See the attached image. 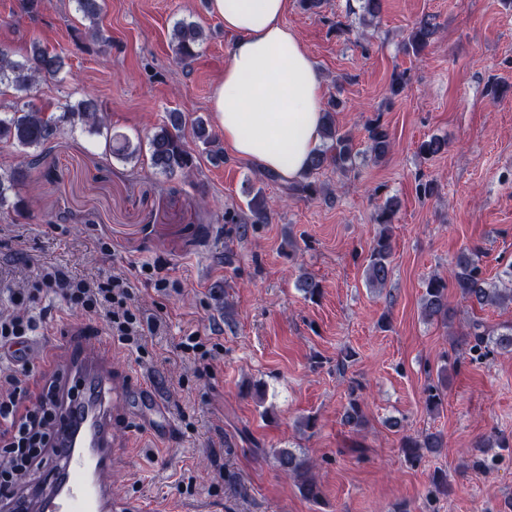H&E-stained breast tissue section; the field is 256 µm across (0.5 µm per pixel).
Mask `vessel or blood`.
I'll return each instance as SVG.
<instances>
[{
	"label": "vessel or blood",
	"instance_id": "obj_1",
	"mask_svg": "<svg viewBox=\"0 0 512 512\" xmlns=\"http://www.w3.org/2000/svg\"><path fill=\"white\" fill-rule=\"evenodd\" d=\"M67 372L82 400L67 403L56 426L62 450L43 498L45 512H120L107 476L112 468L110 374L103 348H80Z\"/></svg>",
	"mask_w": 512,
	"mask_h": 512
}]
</instances>
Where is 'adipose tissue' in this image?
Instances as JSON below:
<instances>
[{
  "label": "adipose tissue",
  "mask_w": 512,
  "mask_h": 512,
  "mask_svg": "<svg viewBox=\"0 0 512 512\" xmlns=\"http://www.w3.org/2000/svg\"><path fill=\"white\" fill-rule=\"evenodd\" d=\"M288 0H210L234 34L212 110L237 157L293 180L321 143L323 83L300 37L284 22Z\"/></svg>",
  "instance_id": "ef3b65f1"
}]
</instances>
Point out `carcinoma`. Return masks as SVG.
<instances>
[{"mask_svg": "<svg viewBox=\"0 0 512 512\" xmlns=\"http://www.w3.org/2000/svg\"><path fill=\"white\" fill-rule=\"evenodd\" d=\"M362 13L360 23L367 26L379 16L383 0H360ZM104 9V0H75V11L80 14L81 21L88 23L91 38H102L99 19ZM435 25L424 20L413 28L409 39L404 43V50L415 55L420 54L434 34ZM204 30L193 22L184 20L177 22L171 34L173 61L188 67L198 55V48L204 42ZM64 67L63 58L49 51L40 39L30 40L28 55L18 60L10 46L0 44V86L13 89L17 101L13 111L0 117V143H7L19 150L21 154L18 171L8 177L0 175V207L9 199L18 178L29 179L38 175L52 179L51 167L47 166V158L54 144L60 138L63 124L80 126L92 135H101L108 128V116L98 104L81 100L75 105H66L59 116L46 114L45 109L33 102L40 84L57 77ZM322 141L324 148L317 150L310 159V164L303 175L284 186L287 194L300 197H312L320 191L317 175L321 170L333 165L342 171H350L356 164L360 152L354 149L353 137L342 131L335 122L333 113L323 115ZM186 118L183 113L169 111L161 124L155 127L148 137L149 161L151 167L162 174L173 176L185 174L196 166L200 155L196 154L187 143L185 136ZM368 140V153L375 161L386 157L390 149L389 133L379 119H370L365 125ZM192 137L202 145V153L212 161L224 160L217 138L208 129L205 120L199 118L192 124ZM105 148L108 153L124 161L139 157L141 145L132 143L127 137H109ZM448 143L438 137L430 136L418 144V153L432 158L444 153ZM395 205L387 201L378 207L374 220L383 225V231L374 239L365 258V276L369 287L381 290L385 288L391 277L392 242L390 227L395 221ZM228 223L234 225L236 233L245 237L256 229L259 224L270 222V213L262 190H257L247 202V212L230 213ZM482 249L470 247L457 257L450 271V279L432 276L425 282L421 298V316L427 322L436 321L448 324L454 316V310L448 304V287L456 288L463 299L481 307H507L512 305V265L505 271L508 283L500 286L488 281L482 267ZM465 343L468 353L474 362H482L496 351H512V324L505 325L502 330H488L480 322L470 326ZM358 386H350V398L345 407L343 419L351 429L358 431L365 425L363 404L355 396ZM446 389V374L442 373L435 384L425 390V404L436 408L442 403ZM402 450L408 460L414 462L421 458L420 450L429 451L446 447L442 435L425 433L417 436L406 435L401 442ZM506 438L497 435L489 436L480 444L479 456L474 464L479 469L495 466L499 455L489 453L491 448H511ZM274 457L278 468L292 478L301 494L308 500L316 502L321 498V489L312 475L316 467L315 461L304 451L298 452L290 448H280Z\"/></svg>", "mask_w": 512, "mask_h": 512, "instance_id": "carcinoma-1", "label": "carcinoma"}]
</instances>
